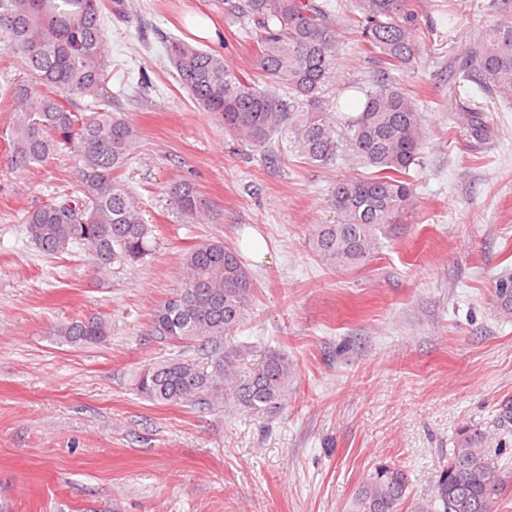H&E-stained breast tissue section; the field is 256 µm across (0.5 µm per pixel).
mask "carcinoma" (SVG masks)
<instances>
[{
	"label": "carcinoma",
	"mask_w": 512,
	"mask_h": 512,
	"mask_svg": "<svg viewBox=\"0 0 512 512\" xmlns=\"http://www.w3.org/2000/svg\"><path fill=\"white\" fill-rule=\"evenodd\" d=\"M224 14L245 18L255 32V69L261 81L240 76L224 57L179 38L164 51L180 85L205 112L256 151L286 136L303 162L336 163L340 141L373 169L371 176L336 182L326 203L332 224L309 229L315 255L331 270L365 264L379 245L378 232L397 224L412 205L407 178L418 165L426 135L411 97L393 75L412 68L424 52L421 14L409 0H341L337 15L324 0H218ZM497 17L459 64L455 81L478 85L512 99V13L494 0ZM104 0H0V49L25 77L6 88L8 162L19 172L51 163L65 148L74 152L75 189L26 213L30 241L46 255L76 246L95 271L139 261L154 250L140 201L121 180L138 149L126 113L112 108L107 93L110 52L102 33ZM347 18L384 68L363 102H346L356 114L342 125L322 106L326 85L336 78V30ZM286 87L283 97L278 88ZM88 99L87 111L75 99ZM189 224L204 222L208 207L193 180L180 176L167 186ZM184 282L157 304L152 334L211 349V370L179 356L145 365L135 391L154 404L231 403L264 414L288 396L296 371L288 357L266 352L259 367L241 376L217 344L244 324L254 308V288L238 253L220 239L188 247ZM111 323L99 316L73 318L55 329L72 346L107 340ZM489 435L469 428L459 434L448 464L438 471L432 495L413 499L405 471L382 462L360 482L349 512H498L504 480L498 459L486 448Z\"/></svg>",
	"instance_id": "carcinoma-1"
}]
</instances>
